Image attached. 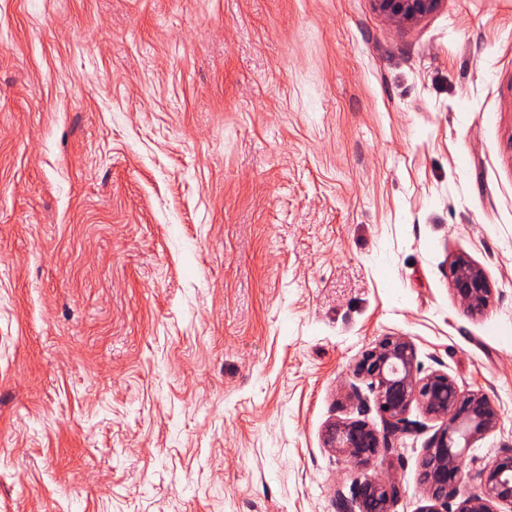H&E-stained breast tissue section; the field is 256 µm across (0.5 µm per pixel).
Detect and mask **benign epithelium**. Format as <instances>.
Masks as SVG:
<instances>
[{"mask_svg":"<svg viewBox=\"0 0 512 512\" xmlns=\"http://www.w3.org/2000/svg\"><path fill=\"white\" fill-rule=\"evenodd\" d=\"M376 2L383 14L400 23L423 18L440 0ZM448 270L453 293L467 313L487 308L492 288L478 264L458 254L450 259ZM353 375L367 382L381 427L364 419L338 420L327 427V447L346 457L357 474L351 497L338 496V512H354L356 507L360 512H393L402 486L376 478L371 469L379 457L396 451L400 438L409 433L406 414L413 404L440 422L419 465V480L428 499L421 512H498L497 504L512 507V448L507 447L478 473V491L466 496L456 510H448L465 480L461 462L466 451L497 426L499 411L487 394L460 391L443 371L420 376L416 346L402 335L383 336L367 348L355 363Z\"/></svg>","mask_w":512,"mask_h":512,"instance_id":"benign-epithelium-1","label":"benign epithelium"}]
</instances>
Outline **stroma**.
I'll return each instance as SVG.
<instances>
[{
  "label": "stroma",
  "instance_id": "obj_1",
  "mask_svg": "<svg viewBox=\"0 0 512 512\" xmlns=\"http://www.w3.org/2000/svg\"><path fill=\"white\" fill-rule=\"evenodd\" d=\"M388 334L495 401L473 493L512 446V0H0V512H336ZM379 10L394 22L417 21L433 12L440 0H375ZM449 278L454 295L468 314L487 308L492 298V288L483 269L468 256L458 254L448 263Z\"/></svg>",
  "mask_w": 512,
  "mask_h": 512
}]
</instances>
